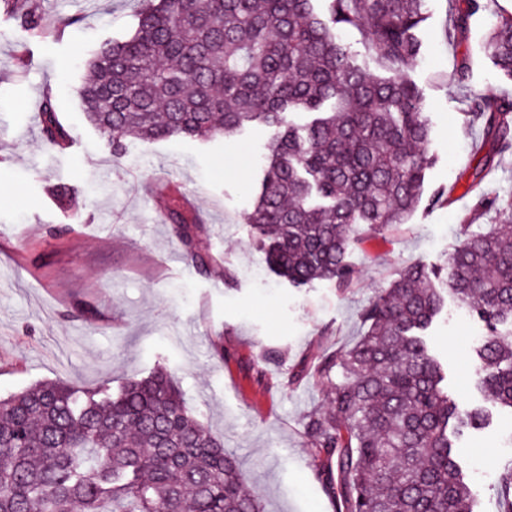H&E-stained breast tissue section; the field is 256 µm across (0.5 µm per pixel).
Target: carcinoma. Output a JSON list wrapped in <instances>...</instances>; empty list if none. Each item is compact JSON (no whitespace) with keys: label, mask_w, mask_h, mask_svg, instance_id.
Segmentation results:
<instances>
[{"label":"carcinoma","mask_w":512,"mask_h":512,"mask_svg":"<svg viewBox=\"0 0 512 512\" xmlns=\"http://www.w3.org/2000/svg\"><path fill=\"white\" fill-rule=\"evenodd\" d=\"M140 0L124 40L96 49L79 88L87 121L112 139H210L253 122L271 131L265 174L249 222L273 270L295 286H348L355 226L406 223L422 200L431 125L405 65L421 51L427 0ZM0 9L44 33L25 0ZM355 27L385 69L371 76L339 37ZM485 52L512 77V13ZM310 120L297 125L293 115ZM469 121L512 151V100L471 101ZM41 134L67 139L46 99ZM185 255L203 225L163 202ZM500 223L472 232L445 261V287L421 265L397 274L364 310L365 332L315 365L327 406L306 416L317 475L345 512H474V493L452 438L479 430L483 407L448 396L445 371L422 335L453 295L490 328L476 350L488 402L512 412V205L481 197ZM508 327L504 336L499 327ZM500 496L512 512V462ZM0 512H264L238 459L201 422L173 373L157 365L113 388L79 391L35 382L0 397Z\"/></svg>","instance_id":"1"}]
</instances>
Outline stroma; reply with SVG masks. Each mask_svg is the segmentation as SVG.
Instances as JSON below:
<instances>
[{
  "mask_svg": "<svg viewBox=\"0 0 512 512\" xmlns=\"http://www.w3.org/2000/svg\"><path fill=\"white\" fill-rule=\"evenodd\" d=\"M28 5L47 34L29 35L0 11V395L37 381L92 390L167 362L198 418L239 458L264 512H340L303 434L305 416L325 405L313 368L359 339L363 309L399 269L440 268L466 231L494 224V212H473L469 187L484 131L466 118L474 96L512 98V80L484 51L494 12L467 14L460 32L454 21L467 13L466 0H428L422 52L405 67L432 126L425 199L398 228L358 226L352 279L339 288L288 283L253 234L248 216L268 129L252 125L208 141L130 137L116 156L88 124L76 94L85 62L102 42L133 31L138 0ZM47 97L68 133L58 146L41 136ZM158 184L184 192L189 215L203 220L198 247L213 258L207 271L186 260L166 211L148 194ZM59 186L69 190L68 205L53 196ZM443 189L447 203L429 206ZM486 333L452 299L432 330L448 363V393L466 407L484 402L475 347ZM511 433L504 413L458 444L475 512H500Z\"/></svg>",
  "mask_w": 512,
  "mask_h": 512,
  "instance_id": "stroma-1",
  "label": "stroma"
}]
</instances>
